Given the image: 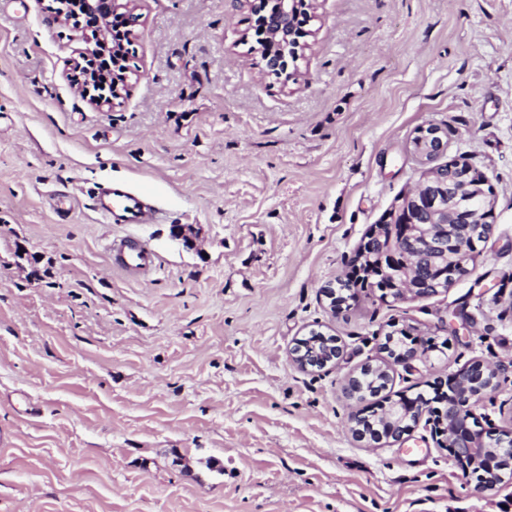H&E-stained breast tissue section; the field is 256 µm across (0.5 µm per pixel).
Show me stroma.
<instances>
[{
	"instance_id": "obj_1",
	"label": "stroma",
	"mask_w": 512,
	"mask_h": 512,
	"mask_svg": "<svg viewBox=\"0 0 512 512\" xmlns=\"http://www.w3.org/2000/svg\"><path fill=\"white\" fill-rule=\"evenodd\" d=\"M48 3L0 0V512H512V479L478 488L425 425L358 439L345 389L391 335L429 352L384 401L512 360V0H315L288 83L236 0H140L110 108L72 88L83 44ZM431 125L486 176L489 238L434 295L331 311ZM110 182L158 220L100 223ZM125 237L153 271L112 265ZM313 329L343 355L304 372ZM475 413L512 431V371ZM250 53L253 54L256 59H259L257 63L262 68V72L264 74L275 75L279 79L283 77V82L285 83L296 80L294 73H288V66L286 63L281 59H274L271 56H268L262 46H251Z\"/></svg>"
}]
</instances>
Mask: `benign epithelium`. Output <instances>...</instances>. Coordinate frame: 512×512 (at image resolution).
I'll return each mask as SVG.
<instances>
[{
    "mask_svg": "<svg viewBox=\"0 0 512 512\" xmlns=\"http://www.w3.org/2000/svg\"><path fill=\"white\" fill-rule=\"evenodd\" d=\"M86 12L91 25L73 23L72 16L49 6L54 22L69 25L79 33L84 48L73 67H83L96 52L97 45L108 36V18L123 11L126 18V38L133 40L134 27L140 19L135 13L138 0H85ZM313 9V0H282L279 13L265 18V29L273 40L290 43L295 35L293 15L300 9ZM250 53L258 58L265 74L283 79V83L295 80L288 66L281 59L268 56L260 45L251 47ZM127 90L126 77L112 80V92L93 97L97 106L111 105L123 97ZM419 147L415 153L424 163H431L443 155L447 148L444 132L436 126L422 128L418 134ZM486 179L458 162L445 163L427 169L422 181L387 214L383 223L388 233L371 231L362 243L358 257L366 255L370 243L379 240L376 254L381 266H388L402 274V287L397 299L422 298L434 295L438 289L448 286L464 267L470 251L461 239L450 232V224H489L492 202L484 185ZM171 237L185 248H196L197 232L190 225L176 224ZM427 350L415 346L401 352L390 353L396 364L408 367L423 358ZM342 349L333 336L312 330L310 335L297 340L291 349L290 359L302 370L324 369L336 365ZM500 369L478 361L451 376L452 392L441 401V407L428 413L429 402L423 396L394 402L385 408L386 414L378 423L377 430L358 429L362 438L377 442L383 438L400 439L409 432L406 421L425 420L434 435L444 438L446 447L455 462L465 472L477 475L479 487L493 489L504 481L500 460L512 454V431H504L488 441L475 422L474 407L497 385Z\"/></svg>",
    "mask_w": 512,
    "mask_h": 512,
    "instance_id": "1",
    "label": "benign epithelium"
}]
</instances>
